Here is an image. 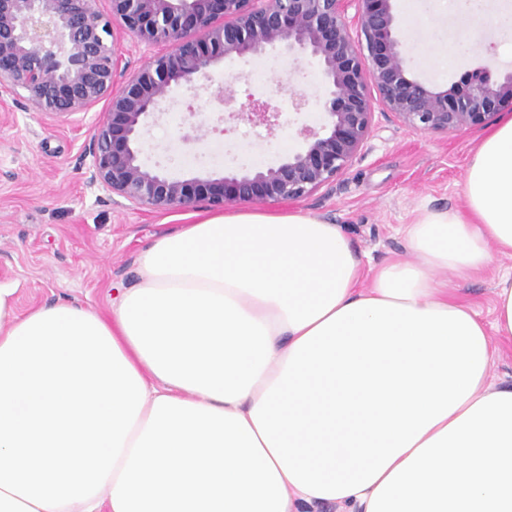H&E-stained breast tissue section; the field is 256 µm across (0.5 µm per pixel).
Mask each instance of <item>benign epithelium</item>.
<instances>
[{
	"instance_id": "benign-epithelium-1",
	"label": "benign epithelium",
	"mask_w": 512,
	"mask_h": 512,
	"mask_svg": "<svg viewBox=\"0 0 512 512\" xmlns=\"http://www.w3.org/2000/svg\"><path fill=\"white\" fill-rule=\"evenodd\" d=\"M112 16L151 49L134 72L95 0H0V99L21 89L39 111L71 115L102 100L109 112L85 147L88 183L128 203L179 210L199 202L297 201L330 185L369 138L375 106L423 132L483 124L512 106V70L485 64L446 90L412 76L397 37L394 0H111ZM355 6L348 16L349 5ZM282 46L316 60L325 124L299 130L305 147L265 170L176 179L139 162L142 121L173 85L207 74L217 59L261 58ZM125 77L114 90L116 78ZM242 121L272 128L271 97L249 96Z\"/></svg>"
}]
</instances>
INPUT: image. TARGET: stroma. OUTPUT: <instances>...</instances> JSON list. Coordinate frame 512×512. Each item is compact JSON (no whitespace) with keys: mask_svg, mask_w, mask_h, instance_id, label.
I'll use <instances>...</instances> for the list:
<instances>
[{"mask_svg":"<svg viewBox=\"0 0 512 512\" xmlns=\"http://www.w3.org/2000/svg\"><path fill=\"white\" fill-rule=\"evenodd\" d=\"M397 18L411 72L429 86L450 88L490 56L502 70L512 69V30L427 5L417 15L401 11ZM475 27L482 30L481 52L462 56L441 76L424 65L433 48L459 41ZM284 76L290 83L277 96L283 115L273 130L235 120L217 97L228 88L242 103ZM293 92L306 99L302 109L292 108ZM323 92L318 66L301 55L218 60L208 90L175 86L158 113L147 118L140 159L184 179L228 167L276 165L304 147L294 129L320 128ZM107 110L102 101L89 112L57 116L37 111L22 94L0 104V284L14 288L20 312L61 301L107 312L115 290L137 281V258L156 236L214 212L203 202L180 211L121 206L108 192L88 187L83 151ZM509 118L512 109L506 107L487 124L447 134L426 133L392 114L375 113L363 150L331 185L264 208L301 210L339 225L362 260L364 276H371L390 260L410 259L401 225L427 211L461 207L474 148L490 126ZM215 141L223 145L217 160L211 157ZM511 268V256L497 255L480 277L462 283V296L484 318L492 316L497 274Z\"/></svg>","mask_w":512,"mask_h":512,"instance_id":"35a3bbf8","label":"stroma"}]
</instances>
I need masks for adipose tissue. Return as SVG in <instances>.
Returning <instances> with one entry per match:
<instances>
[{
    "label": "adipose tissue",
    "mask_w": 512,
    "mask_h": 512,
    "mask_svg": "<svg viewBox=\"0 0 512 512\" xmlns=\"http://www.w3.org/2000/svg\"><path fill=\"white\" fill-rule=\"evenodd\" d=\"M462 208L362 263L338 225L238 208L156 238L108 314L0 286V512H512V119ZM449 271L446 280L437 271ZM511 268V256L495 255L490 267L480 277L458 284V288H462V296L472 302L487 321L492 319L496 276L499 272ZM489 379L494 384H511L512 382V352L504 348L500 357L489 370Z\"/></svg>",
    "instance_id": "adipose-tissue-1"
}]
</instances>
